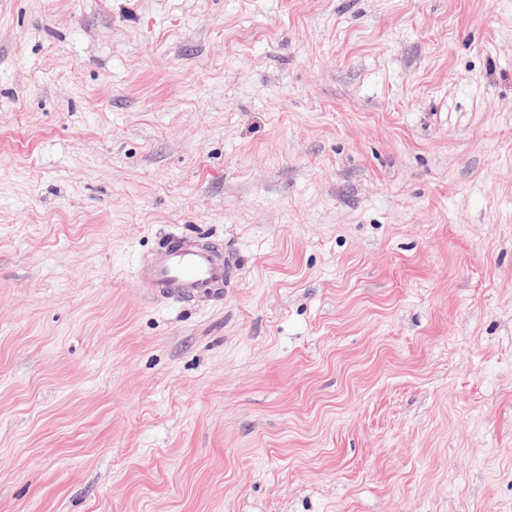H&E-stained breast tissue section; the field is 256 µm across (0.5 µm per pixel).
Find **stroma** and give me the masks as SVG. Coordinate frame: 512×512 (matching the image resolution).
<instances>
[{
	"mask_svg": "<svg viewBox=\"0 0 512 512\" xmlns=\"http://www.w3.org/2000/svg\"><path fill=\"white\" fill-rule=\"evenodd\" d=\"M0 512H512V0H0ZM238 261L198 234L174 236L167 247L157 250L138 269V276L158 297L184 301L214 294L230 284Z\"/></svg>",
	"mask_w": 512,
	"mask_h": 512,
	"instance_id": "1",
	"label": "stroma"
}]
</instances>
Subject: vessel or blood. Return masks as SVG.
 <instances>
[{"label": "vessel or blood", "instance_id": "b4317fda", "mask_svg": "<svg viewBox=\"0 0 512 512\" xmlns=\"http://www.w3.org/2000/svg\"><path fill=\"white\" fill-rule=\"evenodd\" d=\"M238 261L215 243L196 234L174 236L138 270L146 287L159 297L183 301L214 294L230 284Z\"/></svg>", "mask_w": 512, "mask_h": 512}]
</instances>
